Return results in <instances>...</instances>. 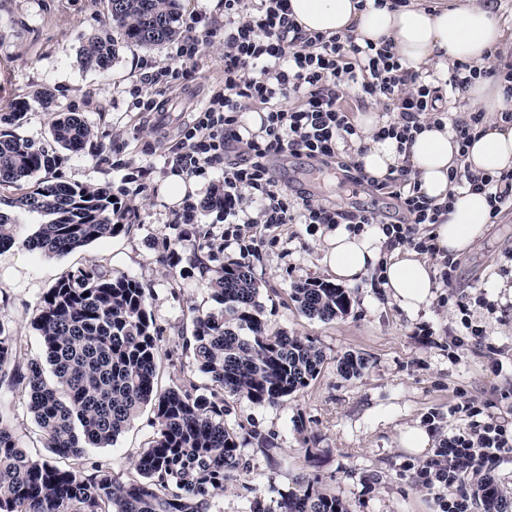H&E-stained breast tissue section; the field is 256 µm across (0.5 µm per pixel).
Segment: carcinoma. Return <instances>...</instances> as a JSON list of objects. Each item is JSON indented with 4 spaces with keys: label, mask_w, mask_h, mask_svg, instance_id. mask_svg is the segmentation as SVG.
Returning a JSON list of instances; mask_svg holds the SVG:
<instances>
[{
    "label": "carcinoma",
    "mask_w": 512,
    "mask_h": 512,
    "mask_svg": "<svg viewBox=\"0 0 512 512\" xmlns=\"http://www.w3.org/2000/svg\"><path fill=\"white\" fill-rule=\"evenodd\" d=\"M119 36L142 47L172 40L178 33L179 0H104ZM113 56L112 39L92 37L81 63L104 72ZM28 104L17 100L0 113L13 124ZM87 122L59 112L50 127L51 148L37 147L0 132V193L11 204L47 217L21 245L53 257L119 236L112 193L103 187L44 180L31 183L55 163L54 151L79 152L90 138ZM16 244L13 224L0 214V248ZM250 267L224 265L214 279L219 308L191 317L193 350L207 383L180 375L159 385L163 351L160 329L148 309L145 288L123 274L79 270L59 279L42 297L34 322L42 355L21 366L22 345L0 323V512H209L226 483L252 479L242 426L226 422V398L277 405L309 386L325 355L309 337L272 332L258 301ZM303 314L330 321L348 311L347 292L312 280L289 293ZM364 359L345 355L339 372L358 377ZM25 394V409L38 427L39 441L55 460L34 459L12 428L14 394ZM153 414L147 446L127 480L103 463L80 460L89 448H108L144 408ZM484 512H509L512 499L489 479L470 484ZM246 512H350L319 479H298L288 493L267 504L249 500Z\"/></svg>",
    "instance_id": "carcinoma-1"
}]
</instances>
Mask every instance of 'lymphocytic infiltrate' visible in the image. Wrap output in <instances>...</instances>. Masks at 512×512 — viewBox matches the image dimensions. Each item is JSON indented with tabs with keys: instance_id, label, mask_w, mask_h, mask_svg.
Returning <instances> with one entry per match:
<instances>
[{
	"instance_id": "f902f5d3",
	"label": "lymphocytic infiltrate",
	"mask_w": 512,
	"mask_h": 512,
	"mask_svg": "<svg viewBox=\"0 0 512 512\" xmlns=\"http://www.w3.org/2000/svg\"><path fill=\"white\" fill-rule=\"evenodd\" d=\"M216 31L206 15L190 17L185 35L172 42L169 64L152 65L130 94L142 112L158 108V92L188 79ZM224 78L216 85L191 127L170 146L173 172L191 179L212 170L222 173L225 243L239 248V263L248 262L262 244L257 226L305 224H381L390 245H406L420 253H434L430 238L420 236L423 224L440 223L447 204L422 195L409 168L385 179L368 178L356 160L341 162L345 177L370 182L376 190L400 200L405 217L398 224L380 223L368 210L346 212L314 202L291 200L274 176V158L332 157L338 142L361 139L352 119L354 108L383 105L389 121L375 132L376 140L398 145L412 142L424 123L450 119L460 146L484 130V113L449 118L442 109L441 86L422 80L406 68L391 41L359 44L349 33L326 35L303 30L293 19L289 0H224ZM263 109L260 133L242 121L247 109ZM457 187L488 193L494 211L512 203V171L474 174L454 170ZM446 458L427 462L420 470L423 484L433 478L455 482L460 473L480 471L485 462L512 454V437L501 425L481 431L449 433Z\"/></svg>"
}]
</instances>
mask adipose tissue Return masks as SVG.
<instances>
[{"mask_svg": "<svg viewBox=\"0 0 512 512\" xmlns=\"http://www.w3.org/2000/svg\"><path fill=\"white\" fill-rule=\"evenodd\" d=\"M358 0H290L292 17L308 32L354 34L358 42L392 41L403 64L414 70L435 67L448 74L459 62L477 69L464 92L467 107L485 112L484 133L467 149H460L450 124H427L406 151L392 141H377L373 132L385 123L380 112L357 113L354 121L366 134L365 148L357 159L365 171L384 179L393 170L410 167L422 193L434 202H449L441 223L430 235L438 250L460 256L469 251L491 220L486 193L453 187L449 172L468 168L473 173L512 169V124L495 115L512 107L503 83L481 76L496 51L502 50L506 30L490 0H452L450 6L428 10L418 6L391 11ZM387 242L381 230L353 233L337 228L325 239L323 262L338 282L359 283L373 268H380L387 296L401 309L415 313L427 308L434 296L435 271L417 253L395 248L388 261L380 254Z\"/></svg>", "mask_w": 512, "mask_h": 512, "instance_id": "ef3b65f1", "label": "adipose tissue"}]
</instances>
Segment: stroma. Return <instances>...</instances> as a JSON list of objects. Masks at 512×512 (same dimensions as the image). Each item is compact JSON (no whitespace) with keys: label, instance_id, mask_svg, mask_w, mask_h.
Listing matches in <instances>:
<instances>
[{"label":"stroma","instance_id":"obj_1","mask_svg":"<svg viewBox=\"0 0 512 512\" xmlns=\"http://www.w3.org/2000/svg\"><path fill=\"white\" fill-rule=\"evenodd\" d=\"M113 33L101 0H0V112L18 99L28 103L13 133L49 145L56 112L80 113L92 129L81 151L58 150V161L44 179L115 191L123 186L129 163L151 169L145 191L132 202L129 232L63 257L23 249L21 240L45 218L11 210L17 244L0 249V294L8 299L0 306V322L21 338L24 359L40 357L33 323L44 293L80 268L122 273L148 294L166 355L162 386L171 385L177 367L202 384L206 378L181 333L192 310L215 308L212 281L237 250L227 248L198 266V234L181 235L162 183L171 174L167 147L224 74V39L216 37L207 48L192 81L164 93L160 110L137 112L128 107V90L142 72L141 63H169V47L145 49L116 39L107 72L83 68L79 55L85 39ZM273 168L291 196L349 211L367 209L386 222L402 215L399 200L365 183H345L335 164L287 156L276 159ZM331 230L328 224L270 228L250 259L270 329L316 339L325 362L318 378L286 402H233L229 419L245 428L254 479L247 490L235 481L226 484L213 498L211 512H242L246 495L271 499L287 493L300 476L319 478L351 512H442L441 501L456 497V486L426 488L417 480L418 467L434 457L451 431L490 423L512 428V207L502 209L472 251L458 258L452 288L438 287L430 307L416 314L390 304L374 272L348 288L346 314L322 322L301 313L289 290L326 279L322 247ZM168 241L177 263L162 258ZM460 295L468 302L463 311L456 304ZM467 320L483 329L482 342L453 345V337L464 336ZM347 353L363 357L360 377L347 379L338 371L337 361ZM464 395L473 399V412L458 411ZM151 417L143 411L112 447L88 449L87 461L107 462L115 476L127 478L152 432ZM415 426L431 433L433 448L416 453L401 445V432ZM258 434L271 439L272 456L257 449Z\"/></svg>","mask_w":512,"mask_h":512}]
</instances>
